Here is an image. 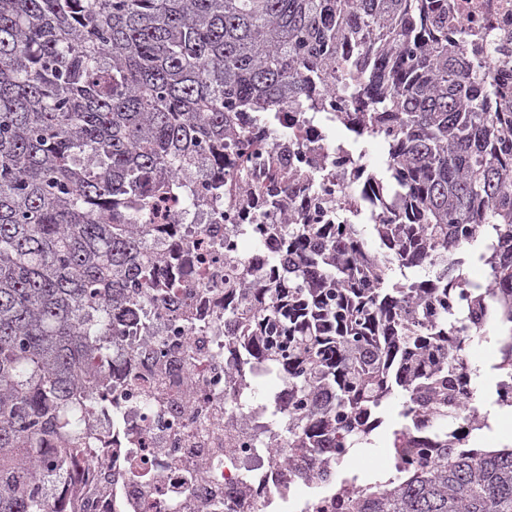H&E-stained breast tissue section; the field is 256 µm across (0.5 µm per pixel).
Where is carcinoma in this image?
Masks as SVG:
<instances>
[{
	"mask_svg": "<svg viewBox=\"0 0 512 512\" xmlns=\"http://www.w3.org/2000/svg\"><path fill=\"white\" fill-rule=\"evenodd\" d=\"M448 23V0H0V512L72 509L79 366L156 276L148 183L223 159L238 108H317L310 69L370 104L365 136L390 133L387 180L361 187L386 251L359 224L224 228V335L286 387L262 433L357 448L398 392L406 446L418 409L447 418L479 376L449 321L462 299L512 369V114ZM244 236L267 253L254 274ZM393 263L431 275L393 283ZM350 512H512V448L424 446Z\"/></svg>",
	"mask_w": 512,
	"mask_h": 512,
	"instance_id": "1",
	"label": "carcinoma"
}]
</instances>
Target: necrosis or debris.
<instances>
[{
    "instance_id": "necrosis-or-debris-1",
    "label": "necrosis or debris",
    "mask_w": 512,
    "mask_h": 512,
    "mask_svg": "<svg viewBox=\"0 0 512 512\" xmlns=\"http://www.w3.org/2000/svg\"><path fill=\"white\" fill-rule=\"evenodd\" d=\"M472 55L493 63L501 91L494 109L512 112V0H448ZM322 109L298 118L281 108L269 127L239 114L240 138L224 153L236 191L225 195L211 168L188 174L184 194L151 195L141 223L157 257L158 295L112 319L107 351L95 361L110 390L86 386L97 435L81 467L75 512H350L359 476L322 482L311 461L257 434L271 408L242 397L224 366V227L304 221L296 198L318 200L323 221L382 222L361 192H344L339 168H360L354 140L336 135V115L360 106L343 85L320 89ZM270 151L239 166L254 137ZM294 143L276 161L275 146ZM292 176L295 198L270 190L273 168ZM179 235L163 238L158 225Z\"/></svg>"
}]
</instances>
